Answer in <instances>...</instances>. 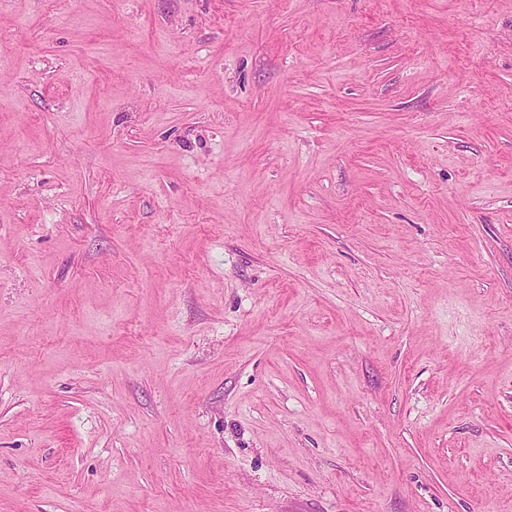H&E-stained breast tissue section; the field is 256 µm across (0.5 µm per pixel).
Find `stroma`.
<instances>
[{"label":"stroma","mask_w":512,"mask_h":512,"mask_svg":"<svg viewBox=\"0 0 512 512\" xmlns=\"http://www.w3.org/2000/svg\"><path fill=\"white\" fill-rule=\"evenodd\" d=\"M0 512H512V0H0Z\"/></svg>","instance_id":"1"}]
</instances>
